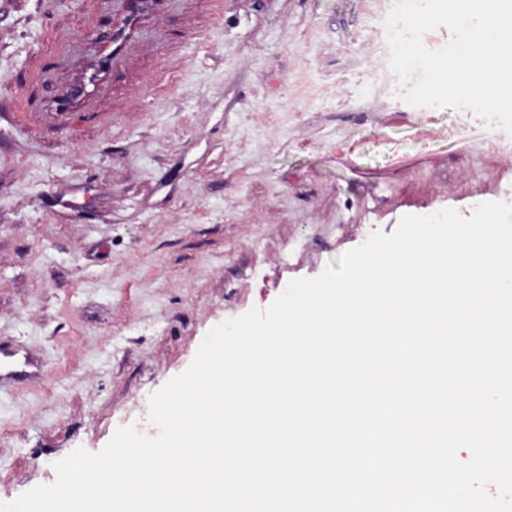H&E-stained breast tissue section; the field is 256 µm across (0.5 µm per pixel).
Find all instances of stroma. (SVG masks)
I'll use <instances>...</instances> for the list:
<instances>
[{
  "label": "stroma",
  "mask_w": 512,
  "mask_h": 512,
  "mask_svg": "<svg viewBox=\"0 0 512 512\" xmlns=\"http://www.w3.org/2000/svg\"><path fill=\"white\" fill-rule=\"evenodd\" d=\"M118 6L0 0V348L31 365L0 380L5 502L147 422L283 280L512 183L484 127L395 97L384 0H165L92 110L56 112ZM32 67L35 109L12 111Z\"/></svg>",
  "instance_id": "1"
}]
</instances>
